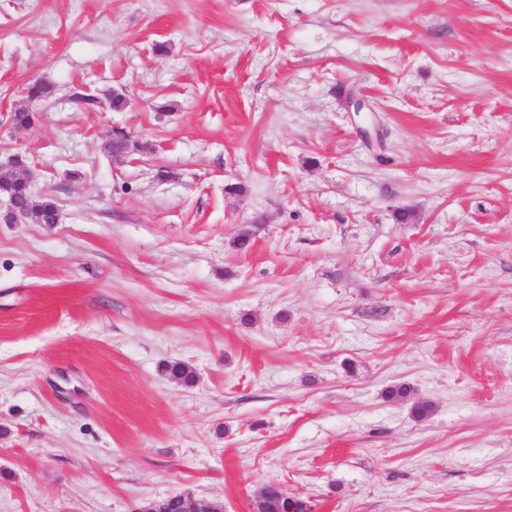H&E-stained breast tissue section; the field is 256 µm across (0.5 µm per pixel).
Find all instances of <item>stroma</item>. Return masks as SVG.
<instances>
[{
  "label": "stroma",
  "instance_id": "35a3bbf8",
  "mask_svg": "<svg viewBox=\"0 0 512 512\" xmlns=\"http://www.w3.org/2000/svg\"><path fill=\"white\" fill-rule=\"evenodd\" d=\"M15 155L0 512H512V0H0ZM11 172H4L3 165L1 164V174L3 176L10 174ZM25 178L26 173L20 175L18 172H13L12 174L4 177L0 176V192L8 196L13 195L23 205V207L19 205L13 198L8 199L9 213L16 217H25V210H27L33 214L34 219H26H31L37 224H50L52 215L57 211L55 203L47 197L38 198L32 192V188L25 184ZM57 222L58 214L55 213L54 224ZM254 508L256 512H303L304 509L297 501L285 496L274 485H268L260 491L255 500Z\"/></svg>",
  "mask_w": 512,
  "mask_h": 512
}]
</instances>
